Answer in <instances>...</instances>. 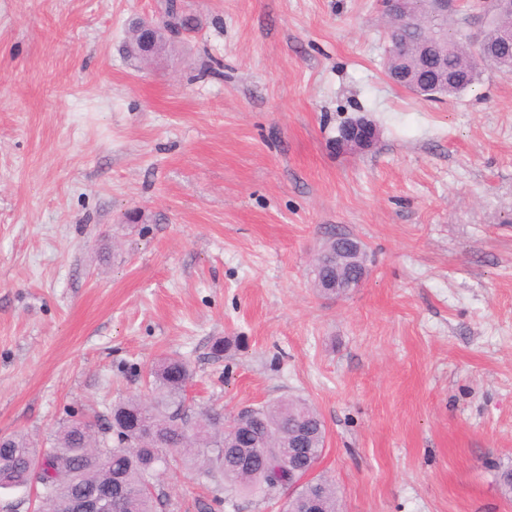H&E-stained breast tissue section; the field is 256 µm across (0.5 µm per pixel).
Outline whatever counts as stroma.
Segmentation results:
<instances>
[{"label": "stroma", "mask_w": 512, "mask_h": 512, "mask_svg": "<svg viewBox=\"0 0 512 512\" xmlns=\"http://www.w3.org/2000/svg\"><path fill=\"white\" fill-rule=\"evenodd\" d=\"M179 5L144 61L166 0H0V433L45 444L180 357L196 405L315 407L344 512H512V73L394 85L377 0ZM362 115L376 147L338 149ZM334 234L369 272L329 299ZM164 457L162 512L214 504ZM158 33L162 34L160 29L152 19H143L138 21L136 27V44L139 50V54L135 52L132 41L128 43L129 52L138 55L142 59H148L154 54L159 48Z\"/></svg>", "instance_id": "1"}]
</instances>
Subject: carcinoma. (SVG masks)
Returning <instances> with one entry per match:
<instances>
[{"label":"carcinoma","instance_id":"1","mask_svg":"<svg viewBox=\"0 0 512 512\" xmlns=\"http://www.w3.org/2000/svg\"><path fill=\"white\" fill-rule=\"evenodd\" d=\"M415 16L439 35L427 61L448 71L447 96L472 88L479 65L512 59V44L487 43L478 49L469 35L448 28V20L431 12L430 0H411ZM389 42L411 48L424 37L415 28L387 31ZM187 363L163 359L149 374L151 396L130 397L106 413L68 420L48 447L33 446L21 433L9 435L0 446V490L35 483L42 491L47 512H71L73 500L107 484L121 490L112 500V512H157L152 482L161 460L156 448H177L194 457L193 465L224 479V492L246 491L272 496L288 490V471L276 466L300 431L307 433L308 449L296 453L293 463L304 473L316 468L325 444V425L318 411L299 399L281 400L245 410L229 419L216 408L194 412L186 405ZM46 458L36 472L32 464ZM494 478L502 495L512 499V465L495 467ZM315 498L319 512H342L335 482L317 475L302 484L288 504V512H302Z\"/></svg>","mask_w":512,"mask_h":512}]
</instances>
